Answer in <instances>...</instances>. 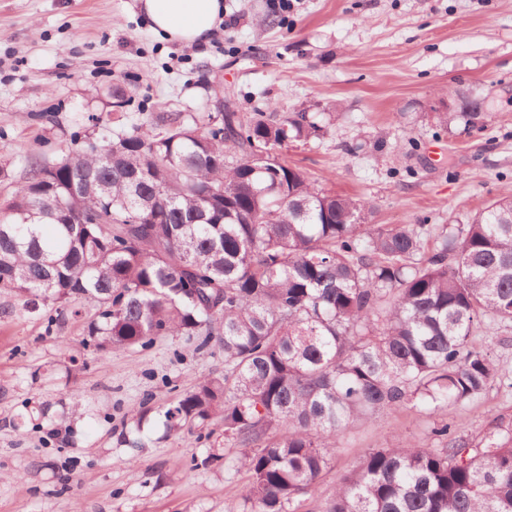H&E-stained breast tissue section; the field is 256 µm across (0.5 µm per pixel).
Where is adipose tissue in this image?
I'll list each match as a JSON object with an SVG mask.
<instances>
[{"label": "adipose tissue", "mask_w": 512, "mask_h": 512, "mask_svg": "<svg viewBox=\"0 0 512 512\" xmlns=\"http://www.w3.org/2000/svg\"><path fill=\"white\" fill-rule=\"evenodd\" d=\"M140 11L164 40L176 44H207L224 19V0H139Z\"/></svg>", "instance_id": "ef3b65f1"}]
</instances>
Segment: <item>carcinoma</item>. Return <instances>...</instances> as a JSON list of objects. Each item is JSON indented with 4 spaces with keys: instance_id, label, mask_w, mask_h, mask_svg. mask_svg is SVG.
Returning <instances> with one entry per match:
<instances>
[{
    "instance_id": "1",
    "label": "carcinoma",
    "mask_w": 512,
    "mask_h": 512,
    "mask_svg": "<svg viewBox=\"0 0 512 512\" xmlns=\"http://www.w3.org/2000/svg\"><path fill=\"white\" fill-rule=\"evenodd\" d=\"M482 106L455 118L483 126ZM330 120L178 113L82 142L29 173L0 203V293L30 313L81 316L96 350L181 333L224 353L163 413L180 432L215 416L249 474L244 512H300L339 439L386 412L433 414L480 398L497 378L475 345L512 323V195L466 224L376 232L366 205L313 187L281 141ZM440 448H370L324 512H512V428L475 447L446 421Z\"/></svg>"
}]
</instances>
